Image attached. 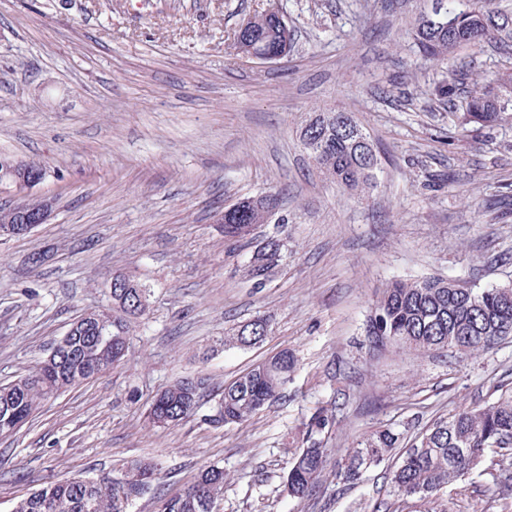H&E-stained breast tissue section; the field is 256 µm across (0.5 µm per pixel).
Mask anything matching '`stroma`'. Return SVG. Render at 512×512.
<instances>
[{"instance_id":"stroma-1","label":"stroma","mask_w":512,"mask_h":512,"mask_svg":"<svg viewBox=\"0 0 512 512\" xmlns=\"http://www.w3.org/2000/svg\"><path fill=\"white\" fill-rule=\"evenodd\" d=\"M277 3L294 33L288 57L236 56L246 15ZM432 0H0V154L46 166L48 223L0 241V382L26 375L82 311L105 304L114 276L150 284L119 368L48 400L0 438V512L58 479L98 477L151 457L157 490L132 512H162L206 465L228 479L217 512H396L386 460L358 483L334 464L371 431L413 436L512 387V339L448 356L374 346L371 308L394 280L440 276L512 284V122H460L432 93L443 72L410 33ZM469 82H493L512 56L477 44L457 55ZM352 112L380 159L377 183L340 192L309 160L298 128L319 109ZM277 189L255 240L285 244L265 288L241 273L246 243L217 219ZM47 252L31 266L28 257ZM262 316L263 344L220 345L225 328ZM298 359L282 396L242 425L218 422L224 386L281 350ZM186 376L205 385L175 426L145 412ZM325 408L327 466L311 495L282 492L304 424ZM512 457L489 452L448 485L434 512H512Z\"/></svg>"}]
</instances>
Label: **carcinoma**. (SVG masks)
<instances>
[{"instance_id":"carcinoma-1","label":"carcinoma","mask_w":512,"mask_h":512,"mask_svg":"<svg viewBox=\"0 0 512 512\" xmlns=\"http://www.w3.org/2000/svg\"><path fill=\"white\" fill-rule=\"evenodd\" d=\"M459 0H436L437 7L419 14L411 28L423 56L442 64L461 48L480 43L512 47V13L487 7L491 0L457 7ZM253 22L238 27L231 49L253 45L266 54H283L287 22L265 9ZM467 74L447 72L436 84L435 96L454 104ZM462 123L492 127L512 121V69L494 83L465 91ZM309 158L344 193L363 192L376 184L380 162L369 137L351 113L321 110L309 113L299 128ZM271 222L264 208L250 203L224 215V236L250 241L248 229ZM284 260L283 245L271 241L251 247L242 276L255 289L260 279H273ZM131 287L112 291V309L99 311L100 320L78 327L65 337L52 364L43 361L16 380L0 383V438L8 437L37 414L44 403L68 388L89 381L124 363L130 352L132 323L147 315L151 290L131 278ZM270 325L258 316L224 333V346L250 348L266 339ZM367 335L374 343L417 351L467 353L495 344V336H512V288H479L439 277L388 284L372 308ZM297 359L287 351L253 365L224 386L219 420L243 424L276 400L293 379ZM194 380L176 381L153 396L147 420L157 426L176 425L196 412ZM334 424L325 410L313 412L305 423L301 446L292 453L283 480L290 498L309 496L327 466L328 449L322 435ZM403 435L378 429L353 443L338 462L336 481L350 484L379 466L400 446ZM512 448V388L485 406H467L440 418L405 446L400 462L389 474L390 493L398 499L429 502L453 482L465 479L481 465L493 445ZM157 466L148 459L126 460L112 476L86 478L81 483L61 479L16 502L15 512H131L137 500L155 489ZM224 469L208 466L193 484L169 498L163 512H213L224 495Z\"/></svg>"}]
</instances>
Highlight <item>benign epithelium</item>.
<instances>
[{
    "instance_id": "obj_1",
    "label": "benign epithelium",
    "mask_w": 512,
    "mask_h": 512,
    "mask_svg": "<svg viewBox=\"0 0 512 512\" xmlns=\"http://www.w3.org/2000/svg\"><path fill=\"white\" fill-rule=\"evenodd\" d=\"M0 179L5 183L8 222L0 224V241L30 232L45 224L53 212L54 198L35 192L43 182L42 175L31 164L19 159L0 160Z\"/></svg>"
}]
</instances>
